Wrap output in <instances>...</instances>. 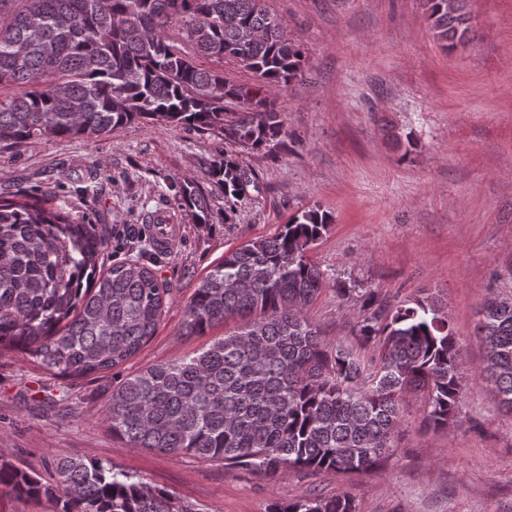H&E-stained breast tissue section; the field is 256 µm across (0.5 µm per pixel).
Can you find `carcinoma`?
I'll use <instances>...</instances> for the list:
<instances>
[{
	"instance_id": "carcinoma-1",
	"label": "carcinoma",
	"mask_w": 512,
	"mask_h": 512,
	"mask_svg": "<svg viewBox=\"0 0 512 512\" xmlns=\"http://www.w3.org/2000/svg\"><path fill=\"white\" fill-rule=\"evenodd\" d=\"M0 0V143L98 138L149 119L207 132L224 144L275 156L280 115L262 89L199 67L231 59L267 88L304 73L299 44L266 0ZM464 0H424L448 51L473 33ZM178 27L183 46L170 43ZM240 111L224 110V97ZM224 195V223L260 191L255 170L224 150L209 169ZM196 222L208 199L190 182L170 186ZM331 215L307 210L271 237L224 252L185 308L184 330L203 335L230 318L236 330L200 353L127 377L104 419L134 448L220 459L268 474L298 468L352 473L394 448L405 393L422 396L425 424L457 420L459 350L443 308L430 297L384 311L365 292L357 340L366 360L327 347L307 315L327 275L309 257ZM105 229L52 192L0 196V349L16 348L54 375L85 378L135 355L153 336L170 289L137 260L101 269ZM485 346L479 377L512 415V297L485 300L475 326ZM50 483L8 461L0 488L51 503L53 512H198L125 471L94 460L53 462ZM267 512H356L347 493L275 500Z\"/></svg>"
}]
</instances>
